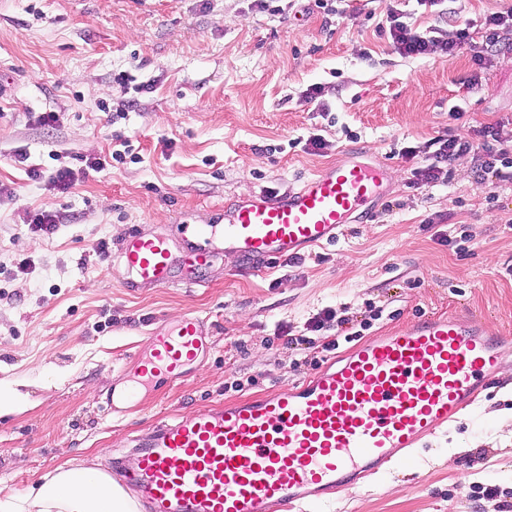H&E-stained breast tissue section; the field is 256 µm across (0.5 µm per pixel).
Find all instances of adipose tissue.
I'll use <instances>...</instances> for the list:
<instances>
[{
    "instance_id": "ef3b65f1",
    "label": "adipose tissue",
    "mask_w": 512,
    "mask_h": 512,
    "mask_svg": "<svg viewBox=\"0 0 512 512\" xmlns=\"http://www.w3.org/2000/svg\"><path fill=\"white\" fill-rule=\"evenodd\" d=\"M0 512H137V507L105 471L61 466L37 488L0 499Z\"/></svg>"
}]
</instances>
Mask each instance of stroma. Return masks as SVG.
<instances>
[{
    "label": "stroma",
    "mask_w": 512,
    "mask_h": 512,
    "mask_svg": "<svg viewBox=\"0 0 512 512\" xmlns=\"http://www.w3.org/2000/svg\"><path fill=\"white\" fill-rule=\"evenodd\" d=\"M510 6L448 0L437 17L398 2L410 23L443 38L464 20L482 32ZM386 9V0H157L152 9L0 0V386L27 397L0 416V495L63 465L133 468L159 421L294 385L351 343L425 317L475 315L512 331V181H479L466 154L416 185L415 161L400 155L482 125L512 145V40L483 69L466 50L404 57L377 33ZM313 85L321 95L311 102ZM41 112L56 122L38 125ZM312 136L322 146L310 154L302 143ZM116 150L122 161L79 174L63 196L26 174ZM347 159L383 169L382 195L371 220L350 222L336 242L264 275L226 252L202 286L124 288L117 257L131 233L216 223L225 201L288 193ZM34 209L63 213L53 235L29 230ZM328 308L344 329L310 330ZM189 310L212 323L210 350L188 377L107 414L148 330ZM413 454L297 512H512V347L467 415Z\"/></svg>",
    "instance_id": "obj_1"
}]
</instances>
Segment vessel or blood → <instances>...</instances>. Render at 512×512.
Listing matches in <instances>:
<instances>
[{
  "mask_svg": "<svg viewBox=\"0 0 512 512\" xmlns=\"http://www.w3.org/2000/svg\"><path fill=\"white\" fill-rule=\"evenodd\" d=\"M375 169L345 161L316 171L285 196L260 193L225 202L219 224L178 225L179 240L133 234L120 253L128 288L187 281L174 256L196 262L226 251L265 272L281 259L336 241L352 217H367ZM211 326L184 313L166 333H150L135 375L180 379L210 347ZM512 342L480 319L427 317L357 345L298 385L161 422L134 470L112 478L146 512H294L357 481L386 474L413 448L457 422L489 388Z\"/></svg>",
  "mask_w": 512,
  "mask_h": 512,
  "instance_id": "b4317fda",
  "label": "vessel or blood"
}]
</instances>
